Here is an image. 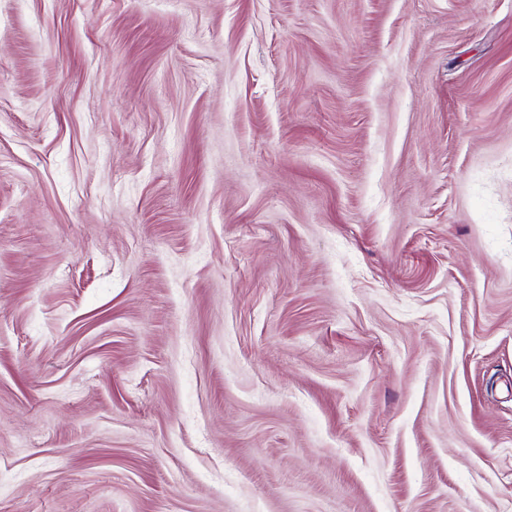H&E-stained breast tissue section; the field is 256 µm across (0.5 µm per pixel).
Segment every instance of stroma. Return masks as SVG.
Here are the masks:
<instances>
[{"mask_svg":"<svg viewBox=\"0 0 512 512\" xmlns=\"http://www.w3.org/2000/svg\"><path fill=\"white\" fill-rule=\"evenodd\" d=\"M0 512H512V0H0Z\"/></svg>","mask_w":512,"mask_h":512,"instance_id":"1","label":"stroma"}]
</instances>
